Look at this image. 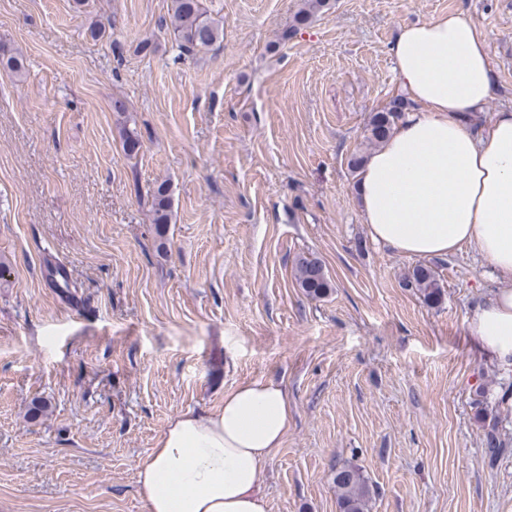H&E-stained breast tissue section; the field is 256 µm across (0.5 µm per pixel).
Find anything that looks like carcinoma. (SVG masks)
Masks as SVG:
<instances>
[{"instance_id":"obj_1","label":"carcinoma","mask_w":512,"mask_h":512,"mask_svg":"<svg viewBox=\"0 0 512 512\" xmlns=\"http://www.w3.org/2000/svg\"><path fill=\"white\" fill-rule=\"evenodd\" d=\"M329 9V0H300L288 25L280 32V41L285 42L308 27L320 14ZM170 25L168 33L173 43L184 55L194 56L212 48L224 35V20L212 15L205 0H170L168 8ZM0 67L12 76L25 71L22 56L0 46ZM408 103L401 97L394 98L387 107L370 113L364 126V141L370 148L381 146L391 135L394 127L405 117ZM113 111L119 114L122 147L125 154L134 157L140 150L141 137L137 128L130 126L126 116L125 101L113 100ZM152 224L158 238H165L172 216V190L168 182L156 184L148 192ZM294 279L303 293L311 299H321L332 290V283L322 261L312 255L299 257L294 266ZM403 282L414 288L424 304L430 308L440 306L445 291L440 274L431 266L415 265L408 271ZM483 441L488 461L494 462L508 452L507 442L502 439L498 422L491 419L483 423ZM339 512H368L370 488L359 468L343 464L333 473Z\"/></svg>"}]
</instances>
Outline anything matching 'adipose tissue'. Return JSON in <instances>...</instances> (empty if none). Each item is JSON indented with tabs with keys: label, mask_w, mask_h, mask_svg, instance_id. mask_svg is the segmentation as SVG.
Segmentation results:
<instances>
[{
	"label": "adipose tissue",
	"mask_w": 512,
	"mask_h": 512,
	"mask_svg": "<svg viewBox=\"0 0 512 512\" xmlns=\"http://www.w3.org/2000/svg\"><path fill=\"white\" fill-rule=\"evenodd\" d=\"M412 107L363 163L357 192L371 238L399 254L445 256L475 247L512 281V112L479 128L494 86L484 31L459 12L398 28L389 45ZM470 335L512 367V290L466 318ZM282 386L252 380L224 404L169 421L137 472L148 512H267L255 486L288 431Z\"/></svg>",
	"instance_id": "1"
}]
</instances>
